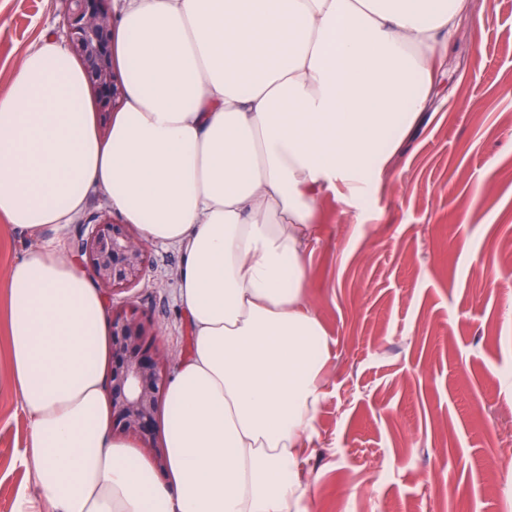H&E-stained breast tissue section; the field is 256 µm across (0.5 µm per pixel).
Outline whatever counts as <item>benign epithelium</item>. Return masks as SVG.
<instances>
[{
    "mask_svg": "<svg viewBox=\"0 0 512 512\" xmlns=\"http://www.w3.org/2000/svg\"><path fill=\"white\" fill-rule=\"evenodd\" d=\"M111 34L112 0H69L65 43L81 60L98 111L105 117L119 94ZM78 251L110 298L137 285L149 266L146 244L105 213L81 226ZM164 364L158 334L137 305L126 299L112 312V430L134 437L157 459V417L167 378Z\"/></svg>",
    "mask_w": 512,
    "mask_h": 512,
    "instance_id": "1",
    "label": "benign epithelium"
}]
</instances>
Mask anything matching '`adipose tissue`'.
<instances>
[{
  "mask_svg": "<svg viewBox=\"0 0 512 512\" xmlns=\"http://www.w3.org/2000/svg\"><path fill=\"white\" fill-rule=\"evenodd\" d=\"M122 97L42 35L0 93L5 380L39 490L17 512H307L327 375L305 254L327 191L361 197L426 110L470 0H113ZM102 194L180 247L192 336L165 386L163 466L112 430L111 318L59 233ZM54 237L43 240L45 231ZM33 246L31 239L22 233L14 232L0 220V364L6 349V336L3 324L6 296L10 288L8 271Z\"/></svg>",
  "mask_w": 512,
  "mask_h": 512,
  "instance_id": "ef3b65f1",
  "label": "adipose tissue"
}]
</instances>
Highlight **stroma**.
Wrapping results in <instances>:
<instances>
[{
	"label": "stroma",
	"mask_w": 512,
	"mask_h": 512,
	"mask_svg": "<svg viewBox=\"0 0 512 512\" xmlns=\"http://www.w3.org/2000/svg\"><path fill=\"white\" fill-rule=\"evenodd\" d=\"M66 0H0V91ZM403 149L355 207L326 193L306 254L327 336L325 395L300 465L309 512H512V0H471ZM361 212L354 224L353 212ZM31 239L0 221V312ZM132 287L170 369L191 346L181 249L150 245ZM29 421L0 385V512L32 476Z\"/></svg>",
	"instance_id": "35a3bbf8"
}]
</instances>
